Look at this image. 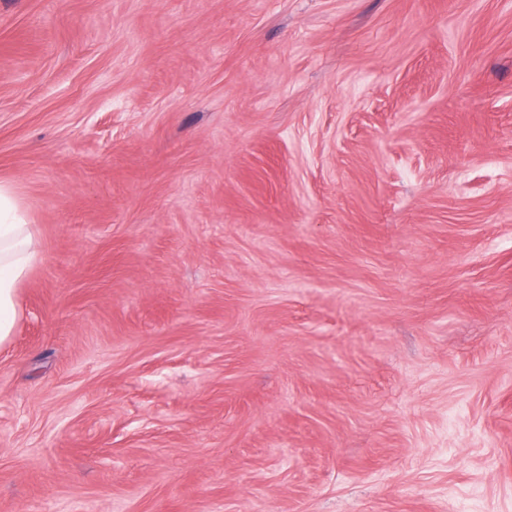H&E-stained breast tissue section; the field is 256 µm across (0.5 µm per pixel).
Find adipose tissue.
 Wrapping results in <instances>:
<instances>
[{
  "label": "adipose tissue",
  "mask_w": 512,
  "mask_h": 512,
  "mask_svg": "<svg viewBox=\"0 0 512 512\" xmlns=\"http://www.w3.org/2000/svg\"><path fill=\"white\" fill-rule=\"evenodd\" d=\"M42 259L37 234L16 187L0 181V344L15 328L18 285Z\"/></svg>",
  "instance_id": "ef3b65f1"
}]
</instances>
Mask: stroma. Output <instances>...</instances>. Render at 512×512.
<instances>
[{"mask_svg":"<svg viewBox=\"0 0 512 512\" xmlns=\"http://www.w3.org/2000/svg\"><path fill=\"white\" fill-rule=\"evenodd\" d=\"M0 512H512V0H0ZM42 260L37 234L16 187L0 181V344L15 328L18 285Z\"/></svg>","mask_w":512,"mask_h":512,"instance_id":"obj_1","label":"stroma"}]
</instances>
